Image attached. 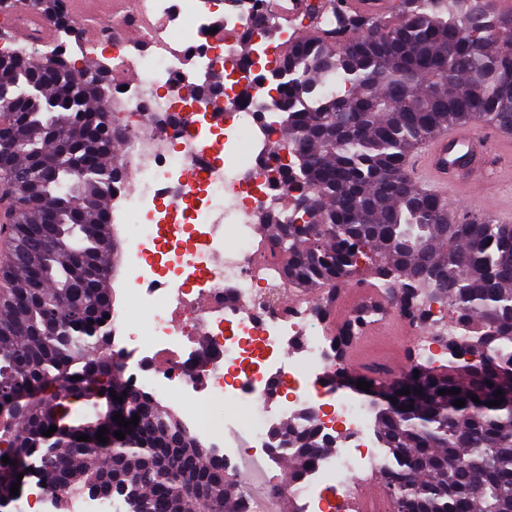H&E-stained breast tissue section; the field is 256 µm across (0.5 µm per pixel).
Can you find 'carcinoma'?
<instances>
[{
    "label": "carcinoma",
    "mask_w": 512,
    "mask_h": 512,
    "mask_svg": "<svg viewBox=\"0 0 512 512\" xmlns=\"http://www.w3.org/2000/svg\"><path fill=\"white\" fill-rule=\"evenodd\" d=\"M343 2L305 3L314 14L333 10L342 40L312 25L280 44L279 70L293 78L278 88L285 118L277 152L293 163L270 171L284 186L285 211L260 226L289 290L327 289L315 304L321 321L358 259L374 255L389 301L411 322L429 320L421 291L470 325L446 340V368L414 359L393 376H362L370 393L397 399L371 407L383 448L376 469L394 512H512V225L453 212L403 172L406 155L440 131L512 129V12L496 0H399L388 20ZM19 8L73 27L60 0ZM78 75L97 82L99 94L56 95ZM111 91L98 63L0 50V192L15 205V260L0 271V444L10 457L0 462V512L18 502L13 483L22 493L34 480L58 494L110 490L124 512H242L244 487L224 477V459L172 408L132 388L108 349V271L121 260L109 210L114 186L126 180L123 131L106 117ZM70 136L69 152L45 177L34 159ZM306 197L317 205H303ZM45 205L56 224L40 248ZM375 314L359 309L332 336L336 358L346 359ZM91 320L101 324L96 335L83 330ZM119 412L127 421L138 415V424L117 425ZM52 425L57 431L44 436ZM102 427L106 444L96 440ZM271 437L290 447V484L330 450L315 427L277 428Z\"/></svg>",
    "instance_id": "carcinoma-1"
}]
</instances>
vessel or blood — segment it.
Instances as JSON below:
<instances>
[{"mask_svg": "<svg viewBox=\"0 0 512 512\" xmlns=\"http://www.w3.org/2000/svg\"><path fill=\"white\" fill-rule=\"evenodd\" d=\"M512 155V131L488 134L464 125L442 131L427 139L410 154L404 170L409 182L444 199L451 194L473 196L477 180H489L494 156ZM376 331L355 341L347 355L353 373H366L377 356Z\"/></svg>", "mask_w": 512, "mask_h": 512, "instance_id": "vessel-or-blood-1", "label": "vessel or blood"}]
</instances>
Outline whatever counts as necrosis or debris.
Instances as JSON below:
<instances>
[{
  "instance_id": "necrosis-or-debris-1",
  "label": "necrosis or debris",
  "mask_w": 512,
  "mask_h": 512,
  "mask_svg": "<svg viewBox=\"0 0 512 512\" xmlns=\"http://www.w3.org/2000/svg\"><path fill=\"white\" fill-rule=\"evenodd\" d=\"M124 16L104 11L93 28L62 34L70 49L108 52L114 78L108 109L126 131L120 160L133 188L112 195V221L130 244L125 297L143 313L140 323L113 320L112 351L134 388L160 400L176 399L186 428L226 464L243 456L238 433H248L255 455L278 456L269 433L281 421L318 427L336 445L293 484L310 512H325L328 488L382 455L370 434L367 402L339 391L342 366L330 331L302 301L288 302L282 269L260 238L261 217L278 208L281 185L270 180L280 138L271 90L279 42L294 29L281 19L293 0H224L212 16L205 0H136ZM276 28L274 41H256L242 56L246 27ZM141 23V44L126 42V26ZM134 72V83L124 81ZM223 74L224 88L190 98L184 89ZM193 229L194 247L180 237ZM417 339V356L438 362L441 339L458 333L439 304ZM204 333L212 352L200 357L190 343ZM245 404L246 416L228 419L215 434L202 415L213 399ZM17 512H116L112 503L58 499L30 486Z\"/></svg>"
}]
</instances>
